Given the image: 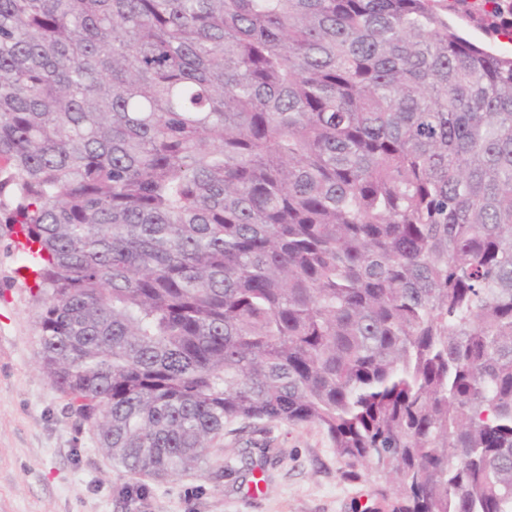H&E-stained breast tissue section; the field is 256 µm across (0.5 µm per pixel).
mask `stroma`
Here are the masks:
<instances>
[{
	"label": "stroma",
	"instance_id": "obj_1",
	"mask_svg": "<svg viewBox=\"0 0 512 512\" xmlns=\"http://www.w3.org/2000/svg\"><path fill=\"white\" fill-rule=\"evenodd\" d=\"M16 230L0 224V512H356L391 495L374 470L347 477L314 425L225 436L200 470L164 481L113 468L41 369Z\"/></svg>",
	"mask_w": 512,
	"mask_h": 512
}]
</instances>
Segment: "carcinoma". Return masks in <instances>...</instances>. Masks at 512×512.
I'll return each mask as SVG.
<instances>
[{
  "instance_id": "1",
  "label": "carcinoma",
  "mask_w": 512,
  "mask_h": 512,
  "mask_svg": "<svg viewBox=\"0 0 512 512\" xmlns=\"http://www.w3.org/2000/svg\"><path fill=\"white\" fill-rule=\"evenodd\" d=\"M512 0H0L42 369L161 481L313 424L366 512H512ZM460 33L475 43L491 45L495 50L504 55L512 54V42L505 37H490L483 29L466 24L461 25Z\"/></svg>"
}]
</instances>
